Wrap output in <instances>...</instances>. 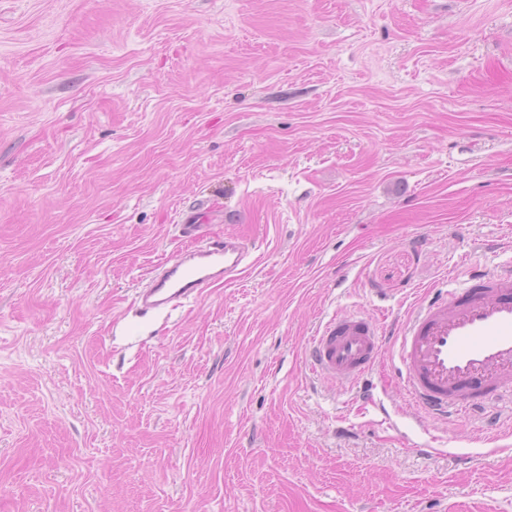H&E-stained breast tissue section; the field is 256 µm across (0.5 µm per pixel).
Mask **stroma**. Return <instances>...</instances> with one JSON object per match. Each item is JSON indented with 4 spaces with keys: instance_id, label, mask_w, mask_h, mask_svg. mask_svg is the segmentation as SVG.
I'll return each mask as SVG.
<instances>
[{
    "instance_id": "stroma-1",
    "label": "stroma",
    "mask_w": 512,
    "mask_h": 512,
    "mask_svg": "<svg viewBox=\"0 0 512 512\" xmlns=\"http://www.w3.org/2000/svg\"><path fill=\"white\" fill-rule=\"evenodd\" d=\"M211 203L255 264L141 315ZM511 265L512 0H0V512H512L511 406L303 366Z\"/></svg>"
}]
</instances>
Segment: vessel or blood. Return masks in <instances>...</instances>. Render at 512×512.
<instances>
[{
	"label": "vessel or blood",
	"mask_w": 512,
	"mask_h": 512,
	"mask_svg": "<svg viewBox=\"0 0 512 512\" xmlns=\"http://www.w3.org/2000/svg\"><path fill=\"white\" fill-rule=\"evenodd\" d=\"M250 254L247 243L228 236L165 258L138 291L140 307L163 310L232 284ZM386 348L400 364L409 404L429 418L449 420L512 397V269L473 274L446 298L417 303L386 338L365 314L331 319L314 336L305 363L322 378L356 382Z\"/></svg>",
	"instance_id": "1"
}]
</instances>
